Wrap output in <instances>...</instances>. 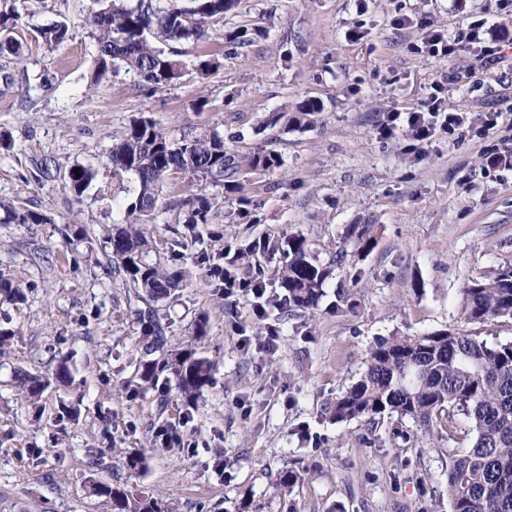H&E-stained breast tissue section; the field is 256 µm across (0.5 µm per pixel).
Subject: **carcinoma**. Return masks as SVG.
<instances>
[{
  "label": "carcinoma",
  "instance_id": "1",
  "mask_svg": "<svg viewBox=\"0 0 512 512\" xmlns=\"http://www.w3.org/2000/svg\"><path fill=\"white\" fill-rule=\"evenodd\" d=\"M237 0H91L87 22L96 44L91 82L98 86L123 69L138 77L144 93L170 86L183 76V64L163 46L192 40L204 43L210 32L220 30L224 16ZM25 22L16 0H0V54L20 59L28 48L14 33ZM69 37L63 21L38 30V46L53 48ZM318 111L314 102H303L291 117L297 126L309 123ZM115 171L131 173L136 186L112 226L104 229L107 270L147 304L138 311L141 357L137 374L142 383L157 386L168 375L175 397L190 406L214 384L212 361L192 347L166 349L171 323L161 316L157 303L168 299L181 280L169 275L160 260L153 236L159 215L179 211L182 230L169 242L168 252L201 241V228L210 223L218 198L194 193L169 201L162 188L171 175L189 182L207 181L235 197L237 207L226 213L230 224L258 221L254 204L243 193L247 175L273 172L283 165L282 155L268 146L248 153L231 152L224 136L212 130L200 136L173 137L149 117L133 119L124 134L112 143L107 156ZM96 178L91 164L70 167L65 182L76 202L83 201ZM46 215L0 199V224H51ZM348 237L359 252L375 247L372 225L353 224ZM263 254L280 255L277 268L283 298L274 300L284 313H313L324 295L330 269L311 254L306 238L293 235L253 239L243 247L201 249L191 254L192 264L206 271L208 286L224 290L236 276L232 267ZM461 318L468 324L496 319L512 320V265L493 276L471 280L461 289ZM0 297L9 303L25 301L19 284L0 273ZM19 387L36 399L49 385V377L30 372L18 376ZM336 422L379 421L394 414L409 417L424 429L449 425L454 412L468 421L469 446L449 451V512H512V341L489 343L462 330H439L413 336H392L376 342L367 352L364 370L327 408ZM123 466L139 471L145 455L138 448L121 452ZM93 495L103 497L112 512H168L150 496L137 495L126 486L94 481Z\"/></svg>",
  "mask_w": 512,
  "mask_h": 512
}]
</instances>
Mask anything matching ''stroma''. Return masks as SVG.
Returning a JSON list of instances; mask_svg holds the SVG:
<instances>
[{
  "mask_svg": "<svg viewBox=\"0 0 512 512\" xmlns=\"http://www.w3.org/2000/svg\"><path fill=\"white\" fill-rule=\"evenodd\" d=\"M88 4L36 0L16 34L30 55L0 56V132L12 141L0 148V198L51 218L0 224V273L26 293L20 305H0L16 331L0 348V512H112L91 493L94 479L162 499L169 512H448V452L469 444L463 415L428 431L408 418L337 424L326 408L356 381L367 349L393 334L464 327L512 340L511 320H460L465 284L512 264V56L483 64L467 36L476 24L512 42V17L495 0H240L224 28L255 32L251 44L235 48L217 33L177 44L184 75L144 94L125 73L91 85ZM56 21L68 24V40L34 47L37 27ZM422 21L446 30L458 51L444 61L422 51ZM206 59L218 67L202 79ZM435 95L461 128L437 129L421 153L407 129L379 136L387 111ZM308 100L322 110L307 127L257 133L270 113ZM140 115L176 136L218 130L237 152L271 143L281 169L245 185L260 223H225L235 205L227 196L208 229L229 239L299 234L332 266L314 315L270 308L260 320L252 295L220 298L191 270L160 309L172 348L193 344L216 364L213 387L192 407L175 398L163 408L157 389H131L137 301L104 268L101 227L132 186L106 153ZM77 162L97 170L80 202L64 188ZM352 224L372 225L376 245L333 264ZM202 311L211 332L198 340ZM270 327L273 355L260 347ZM63 363L72 382L52 383L39 404L18 389L17 371L50 376ZM64 404L75 418L57 420ZM170 424L192 445L156 452ZM121 448L143 450L145 468L126 470ZM289 470L302 479L280 489Z\"/></svg>",
  "mask_w": 512,
  "mask_h": 512,
  "instance_id": "1",
  "label": "stroma"
}]
</instances>
